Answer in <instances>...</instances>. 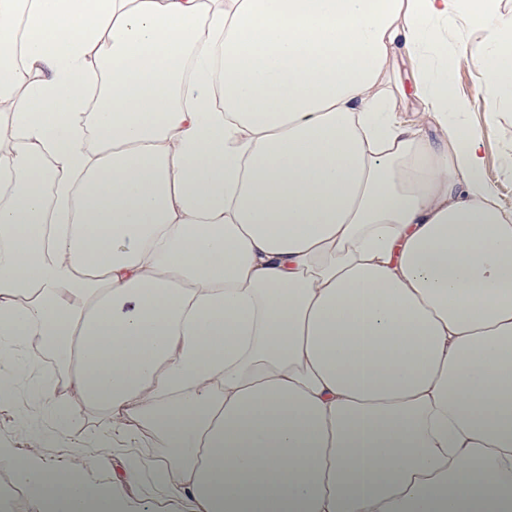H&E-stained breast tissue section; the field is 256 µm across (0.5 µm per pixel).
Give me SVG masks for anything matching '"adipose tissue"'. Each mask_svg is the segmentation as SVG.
Returning a JSON list of instances; mask_svg holds the SVG:
<instances>
[{
	"label": "adipose tissue",
	"instance_id": "obj_1",
	"mask_svg": "<svg viewBox=\"0 0 512 512\" xmlns=\"http://www.w3.org/2000/svg\"><path fill=\"white\" fill-rule=\"evenodd\" d=\"M497 2L0 0V400L50 420L0 462L40 512H512V213L452 84L512 91ZM89 411L87 469L168 449L146 494L41 462Z\"/></svg>",
	"mask_w": 512,
	"mask_h": 512
}]
</instances>
